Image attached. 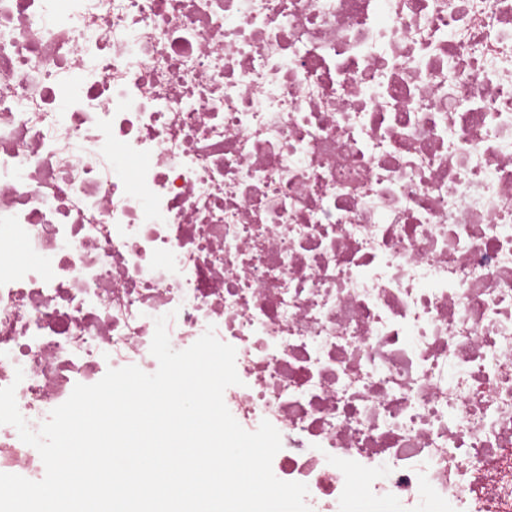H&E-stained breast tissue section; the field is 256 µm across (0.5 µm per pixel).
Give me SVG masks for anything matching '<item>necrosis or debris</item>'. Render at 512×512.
<instances>
[{
  "instance_id": "4bbe7bcc",
  "label": "necrosis or debris",
  "mask_w": 512,
  "mask_h": 512,
  "mask_svg": "<svg viewBox=\"0 0 512 512\" xmlns=\"http://www.w3.org/2000/svg\"><path fill=\"white\" fill-rule=\"evenodd\" d=\"M165 314L311 512H512V0H0V388Z\"/></svg>"
}]
</instances>
